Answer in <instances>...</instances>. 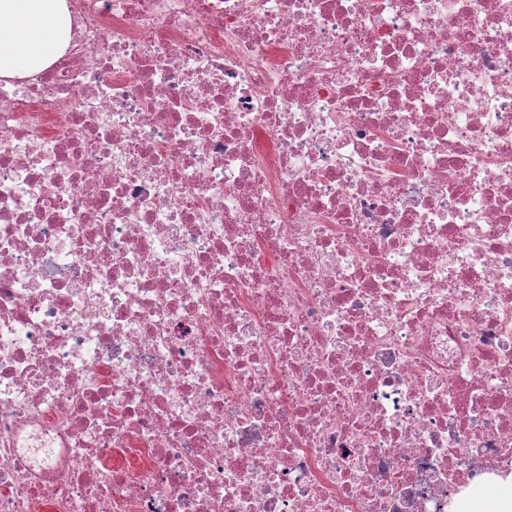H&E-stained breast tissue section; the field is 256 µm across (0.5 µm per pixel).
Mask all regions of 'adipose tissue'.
<instances>
[{"mask_svg":"<svg viewBox=\"0 0 512 512\" xmlns=\"http://www.w3.org/2000/svg\"><path fill=\"white\" fill-rule=\"evenodd\" d=\"M65 0H0V76H24L54 61L69 40ZM455 512H512V477L460 498Z\"/></svg>","mask_w":512,"mask_h":512,"instance_id":"adipose-tissue-1","label":"adipose tissue"}]
</instances>
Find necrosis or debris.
<instances>
[{"mask_svg": "<svg viewBox=\"0 0 512 512\" xmlns=\"http://www.w3.org/2000/svg\"><path fill=\"white\" fill-rule=\"evenodd\" d=\"M0 78V512H450L512 475V0H66Z\"/></svg>", "mask_w": 512, "mask_h": 512, "instance_id": "obj_1", "label": "necrosis or debris"}]
</instances>
